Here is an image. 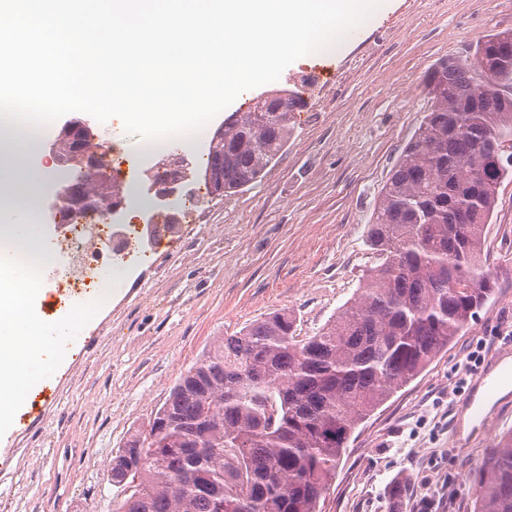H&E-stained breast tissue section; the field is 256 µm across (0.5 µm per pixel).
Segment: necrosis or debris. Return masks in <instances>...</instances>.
<instances>
[{"mask_svg":"<svg viewBox=\"0 0 512 512\" xmlns=\"http://www.w3.org/2000/svg\"><path fill=\"white\" fill-rule=\"evenodd\" d=\"M42 185L43 177L34 169L18 178L0 177V243L6 247L0 263V399L17 391L23 365L42 344L34 330L39 316L30 304L32 289L62 290L64 313L77 312L90 292L117 287V280L101 279L99 273L111 265L114 247L131 239L127 230L94 218L56 225V251L43 250L38 220L22 227L4 220L18 201L36 194Z\"/></svg>","mask_w":512,"mask_h":512,"instance_id":"necrosis-or-debris-1","label":"necrosis or debris"}]
</instances>
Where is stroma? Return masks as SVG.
<instances>
[{"instance_id":"35a3bbf8","label":"stroma","mask_w":512,"mask_h":512,"mask_svg":"<svg viewBox=\"0 0 512 512\" xmlns=\"http://www.w3.org/2000/svg\"><path fill=\"white\" fill-rule=\"evenodd\" d=\"M512 28V0H381L341 56L316 52L282 72L275 88L307 100L287 147L264 177L229 196L208 192L207 146L185 150L200 206L173 196L154 216H175L146 260H130L109 303L76 313L79 344L53 368L54 400L8 408L0 421V512H110L123 495L107 469L113 450L147 423L181 373L216 336L267 313L297 317L314 335L353 296L373 255L364 236L379 193L430 105L426 76L439 59L465 56L495 29ZM108 133L123 184L147 189L140 136L119 118L89 119ZM499 281L461 335L415 380L359 425L320 512H468L471 478L495 437L512 430V400L487 434L452 446L450 423L472 382V347L512 345V179L487 228ZM408 482L391 501L395 478Z\"/></svg>"}]
</instances>
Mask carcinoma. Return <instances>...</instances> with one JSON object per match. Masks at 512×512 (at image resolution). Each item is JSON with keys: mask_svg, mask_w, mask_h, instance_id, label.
I'll list each match as a JSON object with an SVG mask.
<instances>
[{"mask_svg": "<svg viewBox=\"0 0 512 512\" xmlns=\"http://www.w3.org/2000/svg\"><path fill=\"white\" fill-rule=\"evenodd\" d=\"M429 109L383 185L367 225L363 283L313 336L273 312L216 336L147 425L112 452L113 512H319L358 425L416 379L475 319L497 281L485 251L498 189L512 177V28L427 76ZM295 91L237 112L214 132L204 177L224 195L258 181L288 144ZM184 164L153 171L164 186ZM109 206L119 191L80 178ZM471 512H512V431L475 472Z\"/></svg>", "mask_w": 512, "mask_h": 512, "instance_id": "cac0c4a2", "label": "carcinoma"}]
</instances>
